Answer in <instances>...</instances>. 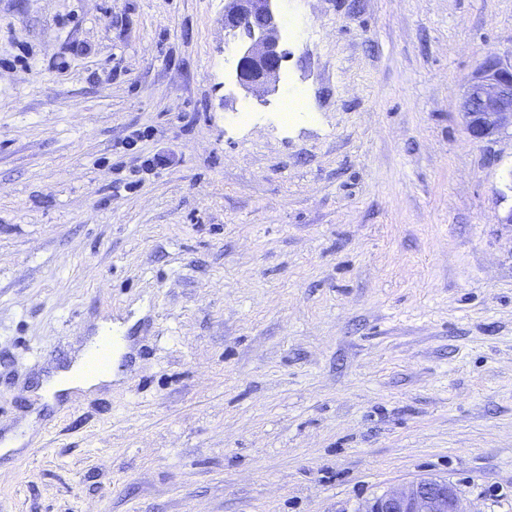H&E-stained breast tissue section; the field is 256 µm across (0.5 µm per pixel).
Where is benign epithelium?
<instances>
[{
	"mask_svg": "<svg viewBox=\"0 0 512 512\" xmlns=\"http://www.w3.org/2000/svg\"><path fill=\"white\" fill-rule=\"evenodd\" d=\"M224 50L236 60V86L261 98L276 92L283 62L279 0H224ZM459 112L468 136L491 140L512 129V60L495 53L473 72ZM358 512H470L446 479L424 478L405 491H388L365 501Z\"/></svg>",
	"mask_w": 512,
	"mask_h": 512,
	"instance_id": "1",
	"label": "benign epithelium"
}]
</instances>
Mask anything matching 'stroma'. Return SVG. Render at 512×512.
I'll use <instances>...</instances> for the list:
<instances>
[{
	"label": "stroma",
	"mask_w": 512,
	"mask_h": 512,
	"mask_svg": "<svg viewBox=\"0 0 512 512\" xmlns=\"http://www.w3.org/2000/svg\"><path fill=\"white\" fill-rule=\"evenodd\" d=\"M280 12L260 101L224 0H0V439L33 433L0 512H356L425 477L512 512V133L458 108L512 0ZM106 320L121 380L35 408Z\"/></svg>",
	"instance_id": "1"
}]
</instances>
